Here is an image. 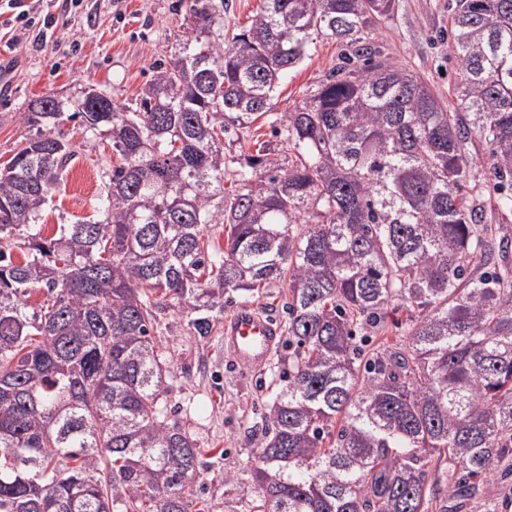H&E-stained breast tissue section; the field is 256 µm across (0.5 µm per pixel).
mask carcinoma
Here are the masks:
<instances>
[{"label":"carcinoma","mask_w":512,"mask_h":512,"mask_svg":"<svg viewBox=\"0 0 512 512\" xmlns=\"http://www.w3.org/2000/svg\"><path fill=\"white\" fill-rule=\"evenodd\" d=\"M395 9L263 0L226 45L224 0H193L204 39L154 64L136 107L29 104L33 133L0 169V512H204L151 327L174 305L204 336L224 294L280 282L293 352L249 512H462L495 476L512 489V260L483 223L487 201L512 215V0H448L452 107L373 41ZM318 37L342 47L336 67L232 155ZM64 116L104 129L118 162L100 219L48 238ZM410 306L404 335L371 347Z\"/></svg>","instance_id":"carcinoma-1"}]
</instances>
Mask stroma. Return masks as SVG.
Listing matches in <instances>:
<instances>
[{
  "mask_svg": "<svg viewBox=\"0 0 512 512\" xmlns=\"http://www.w3.org/2000/svg\"><path fill=\"white\" fill-rule=\"evenodd\" d=\"M190 5L191 0H83L82 8L74 10L62 0H39L36 23L14 26L15 45L0 46V164L22 147L29 128L21 116L38 97L74 96L91 84L135 105L153 78L154 63L170 61L191 41ZM447 31L448 0H397L393 19L380 23L376 40L396 63L429 80L450 103L456 59L440 39ZM338 55L336 41L317 39L304 60L281 78L274 111L292 110L335 67ZM55 133L70 143L74 155L38 219L47 237L61 225L99 219L97 201L116 160L111 139L79 121H60ZM286 293V286L276 284L259 297L225 294L206 336L198 335L176 307L160 314L172 370L163 400L169 421L201 450L205 468L196 492L210 504V512H233L256 499L257 488L241 469L260 451L262 418L284 384L280 362L288 357L283 341L263 367L233 364L224 350V322L248 305L284 324ZM230 471L240 475L232 485L224 482Z\"/></svg>",
  "mask_w": 512,
  "mask_h": 512,
  "instance_id": "stroma-1",
  "label": "stroma"
}]
</instances>
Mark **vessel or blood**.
I'll list each match as a JSON object with an SVG mask.
<instances>
[{"label":"vessel or blood","mask_w":512,"mask_h":512,"mask_svg":"<svg viewBox=\"0 0 512 512\" xmlns=\"http://www.w3.org/2000/svg\"><path fill=\"white\" fill-rule=\"evenodd\" d=\"M280 340V329L274 321L247 307L224 322V346L237 363L245 366H263Z\"/></svg>","instance_id":"vessel-or-blood-1"}]
</instances>
